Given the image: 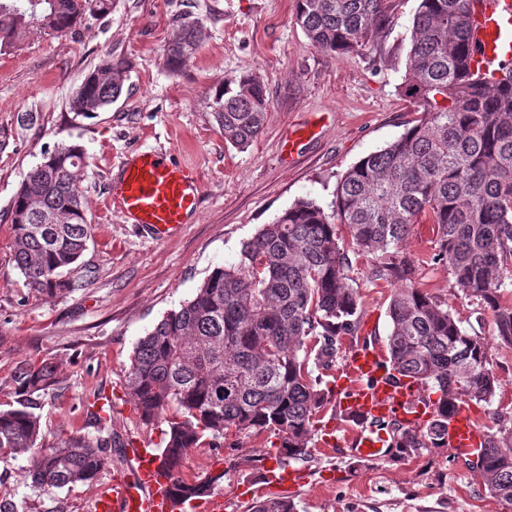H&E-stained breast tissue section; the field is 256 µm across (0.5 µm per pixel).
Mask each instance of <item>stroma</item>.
I'll use <instances>...</instances> for the list:
<instances>
[{
    "label": "stroma",
    "instance_id": "1",
    "mask_svg": "<svg viewBox=\"0 0 512 512\" xmlns=\"http://www.w3.org/2000/svg\"><path fill=\"white\" fill-rule=\"evenodd\" d=\"M419 0H399L392 30L376 50L332 56L315 48L295 21V0H116L106 15L89 14L60 36L32 30L19 48L0 53V408L14 407L20 369L58 368V384L39 410L42 442L95 436L87 415L97 393L112 396V431L148 448L163 445L162 423H142L125 388L137 340L192 298L215 267L235 262L241 245L295 199L327 204L338 179L384 147L418 115L400 89ZM206 38L177 72L164 49L183 19ZM125 63L122 96L92 118L69 110L72 93L104 59ZM252 73L270 100L261 136L247 149L225 143L210 107V89ZM37 122L20 126L22 114ZM81 145L88 167L79 191L92 226L72 277L77 288L45 297L13 262L10 207L24 176L60 143ZM168 152L199 175L200 212L164 240L126 223L109 204V183L136 149ZM437 229L416 225L404 251L417 260L414 287L447 303L463 328L489 345L500 385L491 404L473 407L488 435L512 428V346L496 336L494 316L466 295L445 265L430 262ZM360 295L359 337L386 343L391 288L372 275L373 256L350 253ZM340 419L319 416L308 460L295 467L307 481L291 490L298 512H512L492 497L469 459L445 447L363 461L328 446ZM235 469L219 491L224 512H249L261 496L263 455L272 436H234ZM128 457L115 453L92 486L42 492L31 488L29 459L0 462V498L24 512H94L98 492Z\"/></svg>",
    "mask_w": 512,
    "mask_h": 512
}]
</instances>
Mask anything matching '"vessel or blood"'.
I'll return each mask as SVG.
<instances>
[{
	"label": "vessel or blood",
	"mask_w": 512,
	"mask_h": 512,
	"mask_svg": "<svg viewBox=\"0 0 512 512\" xmlns=\"http://www.w3.org/2000/svg\"><path fill=\"white\" fill-rule=\"evenodd\" d=\"M469 41L467 65L472 72L493 75L511 63L512 0H472ZM110 198L122 217L155 239L184 224L200 205L194 169L157 150L138 149L125 159ZM336 410L342 418V445L354 457L378 460L394 454L395 434L388 422L419 429L436 405L413 380L392 369L377 343L363 340L346 351L336 374ZM485 441L466 409L457 407L448 420L446 446L456 455L470 456ZM128 456L133 463L129 475L114 477L104 487L95 512H173L169 480L158 458L134 444ZM302 479L301 471L280 466L275 459L262 462L267 488L279 491Z\"/></svg>",
	"instance_id": "vessel-or-blood-1"
}]
</instances>
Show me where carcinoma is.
Masks as SVG:
<instances>
[{
    "instance_id": "carcinoma-1",
    "label": "carcinoma",
    "mask_w": 512,
    "mask_h": 512,
    "mask_svg": "<svg viewBox=\"0 0 512 512\" xmlns=\"http://www.w3.org/2000/svg\"><path fill=\"white\" fill-rule=\"evenodd\" d=\"M115 0H0V50L18 47L34 27L47 35L71 29L86 12L105 15ZM471 0H420L401 90L422 109L412 126L361 158L323 207L296 199L243 242L237 262L218 267L192 299L168 313L134 347L128 395L146 423L167 424L160 457L174 505L210 496L227 470L187 476L188 450L224 451L229 435L263 433L278 440L283 464L311 456L317 415L334 387L312 376L330 370L343 339L361 319L350 260L336 225L349 227L356 249L375 258L372 275L395 285L387 308L389 361L400 375L438 394V410L420 430L396 433L397 457L439 448L448 418L462 402H490L499 377L485 339L467 333L448 305L412 287L417 261L401 251L414 225L437 226L431 260L494 315L496 334L512 345V307L501 304L512 269V66L482 78L466 59ZM398 0H296L295 20L311 44L330 55L375 48L393 22ZM204 36L195 20L180 23L166 64L185 67ZM121 62L103 60L76 89L69 109L89 118L123 93ZM214 120L237 149L262 133L270 101L259 78L243 74L212 92ZM84 149L61 143L22 179L13 199L15 267L47 297L75 287L70 274L91 238L77 185ZM21 399L0 410V461L30 453L34 487L96 482L112 454V401L95 397L97 435H70L39 446L44 392L57 384L46 364L21 369ZM481 473L488 493L512 503V430L489 436ZM250 512H297L284 497L259 500Z\"/></svg>"
}]
</instances>
